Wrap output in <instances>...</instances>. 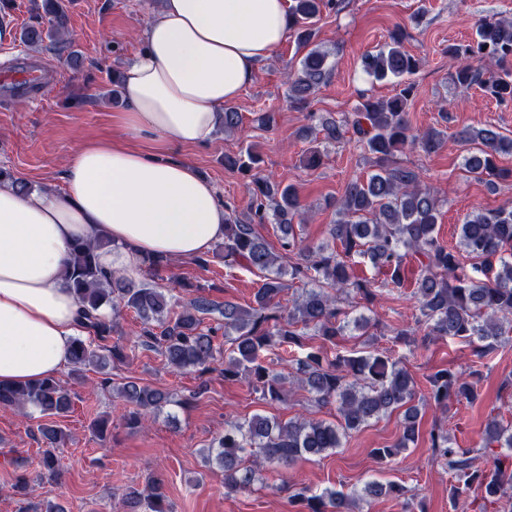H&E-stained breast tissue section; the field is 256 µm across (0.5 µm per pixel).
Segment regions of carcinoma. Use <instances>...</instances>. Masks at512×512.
<instances>
[{
	"label": "carcinoma",
	"instance_id": "obj_1",
	"mask_svg": "<svg viewBox=\"0 0 512 512\" xmlns=\"http://www.w3.org/2000/svg\"><path fill=\"white\" fill-rule=\"evenodd\" d=\"M44 16L20 32V41L29 49L45 41L68 51L73 63L69 16L62 0H42ZM337 6L336 0H293L290 31L297 50L305 51L298 67L287 73L289 99L299 110L309 96L331 76L330 54L313 45L311 25L322 9ZM403 30L390 33V42L364 57V70L382 81L396 80L397 90L387 99L362 95L351 117L315 116L308 112L304 138L314 143L318 137L336 142L350 127L366 152L372 155L373 172L365 181L352 180L337 202L336 223L331 225V241L306 243L304 224L307 210L297 189L284 186L262 173L260 155L248 146L235 156H224V165L249 176L246 212L227 213L224 239L215 255L224 263L264 275L254 295V304L243 307L226 300L217 302L204 292L185 302L177 301L169 290L152 283L136 284L117 273L106 274L98 263V251L112 245L104 236L90 243L76 241L66 263L65 277L81 304L84 329L92 336L74 340L70 365L79 378L89 370L104 371L111 363L128 358L122 347L109 341L116 323L101 314L127 308L139 319V344L158 353L164 364L181 371L204 372L224 360V379L241 375L269 405L284 398L285 378L264 363L263 353L272 347L304 346L310 336L336 343L353 330L368 331L378 323L360 314L352 315L338 295L345 294L370 304L376 297V282L355 275L352 261L367 258L385 268L389 283L400 287L405 281L404 259L418 258L420 271L413 297L418 315L415 327L399 329L394 340L409 344L416 331L424 339L454 338L473 345L482 359L503 343L512 341V206L478 210L460 225L454 247L442 244L436 233L439 201L421 185L416 170L397 163L395 157L409 144L418 145L428 155L445 143L447 132L436 127L418 130L411 126L407 107L415 91L411 76L421 60L403 49ZM453 61L448 80L461 87L477 86L502 105L512 103V20L486 16L476 28L475 39L448 46ZM467 146L462 169L489 185L512 175L498 165V158L512 154V137L492 128H464L457 132ZM274 224L280 232L281 251L259 233L257 226ZM473 260L467 272L462 260ZM304 284L301 292L285 308L280 295L291 282ZM217 314L215 325H202ZM296 381L310 395L316 407L335 406V422L295 417L253 415L224 426L215 438L206 461L224 472V489L229 493L252 490L256 475L272 464L287 466L299 459L324 458L343 447V440L373 420L396 411L402 414L399 439L370 454L386 461L415 443L421 421V403L416 401L415 381L408 369L384 352L359 356L336 355L330 359L322 348H309L296 359ZM430 399L448 407L454 398L472 403L479 399L478 382L466 380L448 370L428 376ZM125 403L127 425L136 428L148 415L170 402L168 393L128 379L115 388ZM0 407L38 409L42 414L61 417L72 408L71 396L57 379L34 384L0 385ZM38 432L47 444L40 459L41 478L53 483L60 476L58 447L66 433L56 424H41ZM433 458L452 475L456 485L452 497L475 492L479 512H506L512 498V425L497 417L488 419L481 441L461 448L448 430L435 428L429 434ZM507 449L494 457V468L475 464L493 449ZM403 495L402 485L373 480L358 490L325 488L316 493L308 488L295 494L302 512H361L360 504L371 498ZM163 479H148L144 492L131 491L123 504L128 512H167Z\"/></svg>",
	"mask_w": 512,
	"mask_h": 512
}]
</instances>
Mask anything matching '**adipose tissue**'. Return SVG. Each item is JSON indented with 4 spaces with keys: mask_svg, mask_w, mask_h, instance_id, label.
Instances as JSON below:
<instances>
[{
    "mask_svg": "<svg viewBox=\"0 0 512 512\" xmlns=\"http://www.w3.org/2000/svg\"><path fill=\"white\" fill-rule=\"evenodd\" d=\"M288 34V0H163L119 68L122 136L76 147L61 189L24 196L0 182L1 385L68 366L84 333L63 276L76 240L107 236L102 269L136 275L146 257L193 258L223 239V200L178 153L212 140Z\"/></svg>",
    "mask_w": 512,
    "mask_h": 512,
    "instance_id": "obj_1",
    "label": "adipose tissue"
}]
</instances>
